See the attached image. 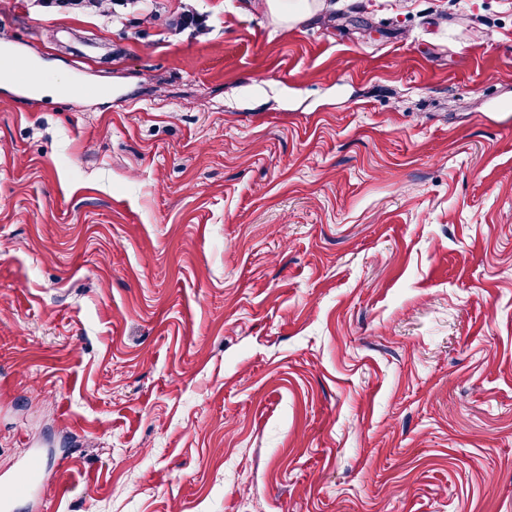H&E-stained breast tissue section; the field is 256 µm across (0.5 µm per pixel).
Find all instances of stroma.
Masks as SVG:
<instances>
[{
	"label": "stroma",
	"mask_w": 512,
	"mask_h": 512,
	"mask_svg": "<svg viewBox=\"0 0 512 512\" xmlns=\"http://www.w3.org/2000/svg\"><path fill=\"white\" fill-rule=\"evenodd\" d=\"M5 512H512V0H0ZM50 493H20L26 464ZM262 6L266 13L289 26L301 18L298 16L301 9L308 10L307 14L312 11L307 0H264Z\"/></svg>",
	"instance_id": "35a3bbf8"
}]
</instances>
